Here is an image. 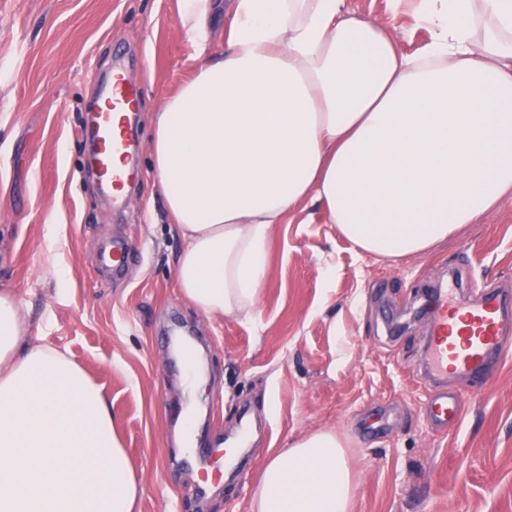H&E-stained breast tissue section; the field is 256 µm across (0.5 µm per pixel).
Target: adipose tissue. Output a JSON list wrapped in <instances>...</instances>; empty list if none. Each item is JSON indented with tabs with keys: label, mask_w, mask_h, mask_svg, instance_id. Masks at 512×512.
Listing matches in <instances>:
<instances>
[{
	"label": "adipose tissue",
	"mask_w": 512,
	"mask_h": 512,
	"mask_svg": "<svg viewBox=\"0 0 512 512\" xmlns=\"http://www.w3.org/2000/svg\"><path fill=\"white\" fill-rule=\"evenodd\" d=\"M429 33L403 51L346 0H231L221 54L153 115L152 173L185 246L182 295L251 315L278 224L321 203L363 253L406 258L512 195V0H409ZM100 385L31 341L0 289V512H135ZM342 439L271 455L250 512H352Z\"/></svg>",
	"instance_id": "ef3b65f1"
}]
</instances>
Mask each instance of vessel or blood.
I'll return each mask as SVG.
<instances>
[{
    "label": "vessel or blood",
    "mask_w": 512,
    "mask_h": 512,
    "mask_svg": "<svg viewBox=\"0 0 512 512\" xmlns=\"http://www.w3.org/2000/svg\"><path fill=\"white\" fill-rule=\"evenodd\" d=\"M142 96L140 86L123 69H112L101 85L97 103L86 111L79 127L82 137L92 144L87 165L117 206L126 201V186L141 179L128 157L134 147L129 118L138 111ZM130 259L129 242L117 237L95 262L108 278L118 279ZM426 356V368L432 377L454 372L466 376L471 388H482L512 357V293L483 292L472 301L436 292ZM426 413L438 427L458 425L463 417L461 399L453 392L436 394L429 400ZM241 424V436L224 450V466L230 470L236 468L252 434L249 418H242Z\"/></svg>",
    "instance_id": "vessel-or-blood-1"
}]
</instances>
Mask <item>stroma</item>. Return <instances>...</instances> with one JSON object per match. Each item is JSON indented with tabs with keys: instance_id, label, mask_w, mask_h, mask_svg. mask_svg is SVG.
Instances as JSON below:
<instances>
[{
	"instance_id": "1",
	"label": "stroma",
	"mask_w": 512,
	"mask_h": 512,
	"mask_svg": "<svg viewBox=\"0 0 512 512\" xmlns=\"http://www.w3.org/2000/svg\"><path fill=\"white\" fill-rule=\"evenodd\" d=\"M359 18L388 25L405 51L427 39L389 0H346ZM179 0H0V289H14L34 343L73 357L107 392L127 455L144 475L138 512H249L260 471L311 431L340 435L356 485L354 512H512V360L478 393L464 419L434 429L433 388L420 370L426 323L415 290L448 284L466 262L482 289L512 291V196L435 248L398 261L356 250L321 205L278 225L252 318L208 319L181 295L184 247L150 174L113 207L86 172L78 120L112 67L143 89L141 143L151 115L217 55L229 21L209 18L199 53L181 27ZM126 236L133 257L102 281L96 253ZM202 338L206 382L185 388L165 336ZM249 406L266 424L250 438L236 482L206 480L176 442L181 413L196 438L221 442Z\"/></svg>"
}]
</instances>
